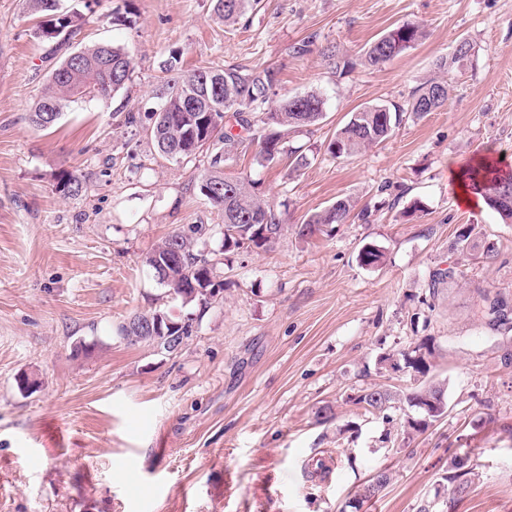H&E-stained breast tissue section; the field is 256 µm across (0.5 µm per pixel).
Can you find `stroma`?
<instances>
[{
    "label": "stroma",
    "mask_w": 512,
    "mask_h": 512,
    "mask_svg": "<svg viewBox=\"0 0 512 512\" xmlns=\"http://www.w3.org/2000/svg\"><path fill=\"white\" fill-rule=\"evenodd\" d=\"M62 5L87 10L83 45L124 48L133 73L53 127L31 126L52 70L40 17L28 0H0V512H344L382 470L390 483L361 512H445L448 464L462 455L478 475L455 512H512V322L489 313L496 299L512 307V224L460 205L451 177L487 151L512 166V0H261L230 25L215 0ZM128 10L133 24L118 23ZM404 21L424 31L414 47L379 68L329 69L324 48L358 57ZM462 39L473 51L447 74L444 105L406 113L356 156L328 153L352 112L406 105ZM174 54L183 74L270 67L277 98L326 100L325 119L288 138L307 167L260 161L254 145L224 166L290 227L269 251L224 253L199 189L206 154L171 163L120 126L155 106ZM66 173L86 176V191L57 192ZM339 198L369 208V222L296 238ZM190 224L209 225L203 246L224 255L222 300L178 353L117 339L133 314H187L144 258ZM467 226L480 246L463 255L452 244ZM369 244L384 253L370 268L358 261ZM450 267L455 281L432 287ZM425 338L426 381L448 409L410 434L403 399L418 382L384 358ZM23 375L32 392H19ZM374 385L398 399L369 414L353 399Z\"/></svg>",
    "instance_id": "1"
}]
</instances>
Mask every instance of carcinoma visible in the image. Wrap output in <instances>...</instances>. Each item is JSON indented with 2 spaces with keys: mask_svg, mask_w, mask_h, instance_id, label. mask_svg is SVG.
<instances>
[{
  "mask_svg": "<svg viewBox=\"0 0 512 512\" xmlns=\"http://www.w3.org/2000/svg\"><path fill=\"white\" fill-rule=\"evenodd\" d=\"M60 0H29L32 11L44 16V25L39 38L52 43V54L62 53L60 64L52 71L48 85L29 113V121L36 127H44L48 109L56 108L50 125H55L64 107L75 98L86 96H107L123 89L130 81L133 62L122 48L109 43L79 46L76 38L84 25L83 14L69 13L57 8ZM217 10L224 23L235 24L258 4V0H216ZM423 37L421 28L411 22H403L371 42L361 56L360 64L378 68L403 51L415 46ZM465 57L448 62V57L437 61V68L450 72L464 65L471 55L469 41H460ZM330 67L337 73L355 68L357 62L345 55L339 48L330 47L325 51ZM119 69L115 83L106 84L107 74ZM214 75L222 80L220 92L202 79ZM276 72L270 68L246 72L237 66L228 65L221 69L200 67L187 75L168 79L160 92V104L152 112L140 114L128 112L124 115L123 126L151 130L150 139L163 152L157 135H162L167 146L173 147L185 141L187 128L182 126L184 116L198 111L204 115L215 113L222 119L232 114L242 130L234 134L224 130L225 123L214 124L199 148L210 151L209 168L202 175L200 191L210 204L222 215L229 214L236 219L234 224H224V252L252 253L267 251L285 233L288 226L280 223L274 207L258 191L255 182L248 178L233 177L231 188L225 187L224 163L248 146L256 143L260 147L258 157L273 161L284 152L285 132L312 126L325 117L324 97L317 92L305 94L295 101L291 98L276 101L272 88ZM448 99V82L431 78L415 93L408 104L409 112H432ZM402 121V109L394 110L386 105L365 107L352 113L349 121L336 131L328 144V152L336 157H352L363 149L388 138ZM465 177L474 189L479 191L486 206L499 215L506 224L512 223V205L502 202L505 196L512 197V173L503 172L492 166H472ZM63 195L79 196L85 191L82 177L69 174L58 182ZM353 210L352 202L339 198L331 207L313 214L296 227V236L308 240L328 230H335L347 223ZM474 228L462 229L456 236L453 249L465 253L475 247ZM207 233L206 225L191 224L188 228L174 232L163 239L145 257L146 266L157 274L159 284L168 295L180 300L185 306L198 309V315L174 319L161 309L147 314H136L120 325L116 334L130 344L144 343L167 353L181 350L185 341L192 336L194 322L218 301L217 295L223 290V262L217 254L199 247V241ZM383 253L375 245H366L359 252L358 260L365 267L381 262ZM433 355L426 342H421L401 353L404 364L390 362L393 370L403 367L416 376H426L432 367ZM445 400L444 388L437 385L423 386L406 396L407 405L420 408L433 406ZM394 396L382 388H367L354 398L355 404L366 412H382L389 408ZM444 415L440 411L429 414L423 411L420 417L409 416L404 427L422 433L430 423ZM454 472L447 480L455 483V496L448 499V512H454L457 498L468 491L474 474L470 457H459L453 462Z\"/></svg>",
  "mask_w": 512,
  "mask_h": 512,
  "instance_id": "obj_1",
  "label": "carcinoma"
}]
</instances>
